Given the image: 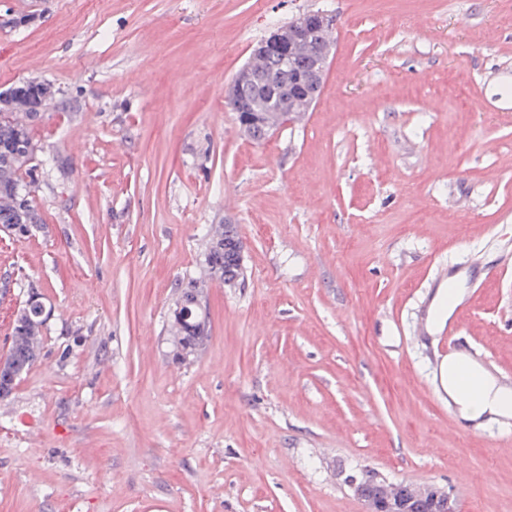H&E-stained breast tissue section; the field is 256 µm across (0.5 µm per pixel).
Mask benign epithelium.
I'll return each mask as SVG.
<instances>
[{
	"instance_id": "obj_1",
	"label": "benign epithelium",
	"mask_w": 512,
	"mask_h": 512,
	"mask_svg": "<svg viewBox=\"0 0 512 512\" xmlns=\"http://www.w3.org/2000/svg\"><path fill=\"white\" fill-rule=\"evenodd\" d=\"M336 19L320 11H310L296 18L293 23L271 33L254 49V53L270 55L276 50L285 52L283 66L274 74L265 71L244 70L229 84L225 91V102L237 114L248 118L253 111L250 94L264 82H277L292 95L302 94L307 98L315 94L326 74V51L332 44L326 41V34L335 29ZM305 43L310 48V62L303 68L288 62L286 51L295 45ZM400 496L403 512H423V505L431 500L445 502L447 512H457L456 502L445 489L428 485L403 484Z\"/></svg>"
}]
</instances>
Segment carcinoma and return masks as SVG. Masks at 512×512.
<instances>
[{"label":"carcinoma","mask_w":512,"mask_h":512,"mask_svg":"<svg viewBox=\"0 0 512 512\" xmlns=\"http://www.w3.org/2000/svg\"><path fill=\"white\" fill-rule=\"evenodd\" d=\"M32 99H16L12 111L0 114V231L17 239L28 237L32 224L40 223L33 195V178L43 169L38 145L31 134L35 121L31 112ZM253 108L263 127L277 126L284 111L299 114L311 109L310 100H281L269 91L258 89L253 95ZM204 264L208 278L238 284L245 272L235 263L232 241L235 229L225 224H213L206 229ZM32 282L27 284V298L12 318V336L7 357L13 366L14 377L5 380L0 375V388L13 390L17 380L36 363L43 330L49 311ZM171 331L176 336L174 357L182 362L194 360L207 333V316L202 302V282L187 278L177 290L172 304Z\"/></svg>","instance_id":"cac0c4a2"}]
</instances>
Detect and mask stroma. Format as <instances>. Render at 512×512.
Returning a JSON list of instances; mask_svg holds the SVG:
<instances>
[{"label":"stroma","mask_w":512,"mask_h":512,"mask_svg":"<svg viewBox=\"0 0 512 512\" xmlns=\"http://www.w3.org/2000/svg\"><path fill=\"white\" fill-rule=\"evenodd\" d=\"M335 16L321 94L254 142L224 93L253 47ZM32 127L41 229L0 234V356L34 281L52 315L0 398V512H365L373 471L512 512V419L455 437L414 341L442 268L512 379V0H0V91ZM244 287L172 358L169 308L211 224Z\"/></svg>","instance_id":"1"}]
</instances>
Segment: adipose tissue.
I'll return each mask as SVG.
<instances>
[{
	"label": "adipose tissue",
	"instance_id": "adipose-tissue-1",
	"mask_svg": "<svg viewBox=\"0 0 512 512\" xmlns=\"http://www.w3.org/2000/svg\"><path fill=\"white\" fill-rule=\"evenodd\" d=\"M459 362L450 358L440 366V381L449 397L454 400L459 417L467 422L481 424L488 417L512 418V392H507L498 381L485 371H478L480 385L477 391L459 395L457 370Z\"/></svg>",
	"mask_w": 512,
	"mask_h": 512
}]
</instances>
